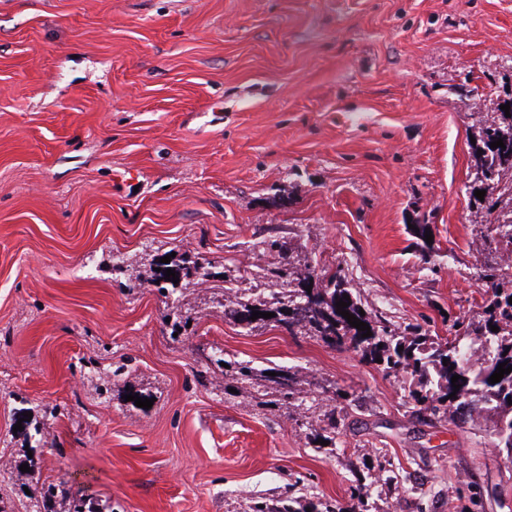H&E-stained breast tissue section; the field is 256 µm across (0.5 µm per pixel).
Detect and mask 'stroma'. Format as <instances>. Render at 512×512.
Wrapping results in <instances>:
<instances>
[{
  "label": "stroma",
  "mask_w": 512,
  "mask_h": 512,
  "mask_svg": "<svg viewBox=\"0 0 512 512\" xmlns=\"http://www.w3.org/2000/svg\"><path fill=\"white\" fill-rule=\"evenodd\" d=\"M509 93L512 0H0V512H44L50 484L97 512H512L488 425L224 313L294 260L433 336L479 318L471 140ZM172 253L210 279L158 291ZM226 360L293 368L301 404Z\"/></svg>",
  "instance_id": "1"
}]
</instances>
